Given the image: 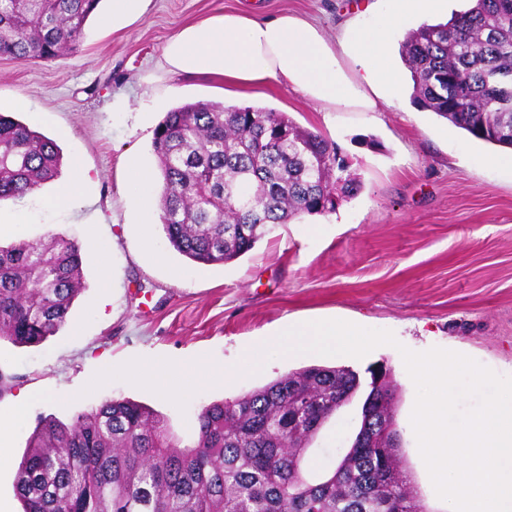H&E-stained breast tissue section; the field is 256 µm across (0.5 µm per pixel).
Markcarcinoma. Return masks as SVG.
<instances>
[{
	"label": "carcinoma",
	"mask_w": 512,
	"mask_h": 512,
	"mask_svg": "<svg viewBox=\"0 0 512 512\" xmlns=\"http://www.w3.org/2000/svg\"><path fill=\"white\" fill-rule=\"evenodd\" d=\"M101 0H0V56L51 62L77 49ZM401 54L413 101L477 139L512 148V0H472L409 32ZM152 150L161 223L180 255L223 264L274 224L335 211L360 181L321 136L283 112L185 103ZM57 143L0 113V203L61 174ZM78 242L53 235L0 245V339L40 343L66 323L83 284ZM360 387L346 366L289 372L203 407L183 445L154 410L111 399L64 423L40 417L15 479L23 512H426L397 448H348L317 480L302 461ZM358 435L400 441L396 385L379 387Z\"/></svg>",
	"instance_id": "1"
}]
</instances>
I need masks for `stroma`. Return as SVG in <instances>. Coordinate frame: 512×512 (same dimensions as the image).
Listing matches in <instances>:
<instances>
[{"label":"stroma","mask_w":512,"mask_h":512,"mask_svg":"<svg viewBox=\"0 0 512 512\" xmlns=\"http://www.w3.org/2000/svg\"><path fill=\"white\" fill-rule=\"evenodd\" d=\"M351 0H149L145 13L121 29L102 24L110 5L86 25L80 48L58 60L0 57V113L57 139L63 156L80 155L90 177L71 210L48 200L69 178L43 184L0 204V244L53 234L86 244L98 260L83 267L84 288L67 325L37 345L0 340V372L19 377L0 396V512H21L14 491L18 465L38 417L70 420L110 399L153 408L183 442L211 403L231 399L291 371L342 364L363 385L314 437L309 471H324L359 430L364 387L372 371L398 387L401 466L428 512H448L431 492L408 417L416 398L400 347H434L469 356L512 376V167L493 164L502 147L413 105L381 112H319L281 87L244 89L216 75H176L163 61L171 35L235 9L263 18L292 12L336 38L342 23L369 26L375 13H356ZM194 102L254 106L286 113L300 127L337 146L361 180L335 212L305 215L272 227L244 256L198 265L176 252L161 229V210H130L128 167L151 174L156 127L171 109ZM338 319L393 332L362 358L308 354L249 358L288 322ZM206 361L228 370L221 384H186L162 394L132 382L131 364L175 371ZM35 397L16 411L19 393Z\"/></svg>","instance_id":"stroma-1"}]
</instances>
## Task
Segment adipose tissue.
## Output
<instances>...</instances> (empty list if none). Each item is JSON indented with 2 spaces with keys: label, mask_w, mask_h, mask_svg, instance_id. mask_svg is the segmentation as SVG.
<instances>
[{
  "label": "adipose tissue",
  "mask_w": 512,
  "mask_h": 512,
  "mask_svg": "<svg viewBox=\"0 0 512 512\" xmlns=\"http://www.w3.org/2000/svg\"><path fill=\"white\" fill-rule=\"evenodd\" d=\"M382 2L379 25L346 24L335 45L299 16L261 20L228 11L172 36L163 57L173 71L220 75L236 87L278 84L324 112H378L405 102V82L389 50L390 33L448 12V0Z\"/></svg>",
  "instance_id": "1"
}]
</instances>
